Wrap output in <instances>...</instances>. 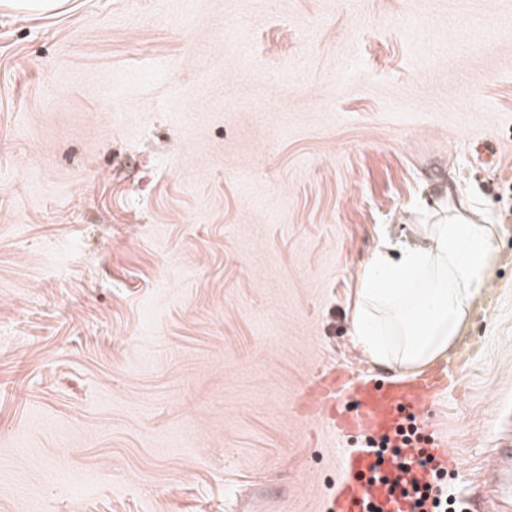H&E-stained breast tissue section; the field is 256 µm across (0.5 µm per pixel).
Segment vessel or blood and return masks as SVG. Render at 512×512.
Returning <instances> with one entry per match:
<instances>
[{"label":"vessel or blood","instance_id":"vessel-or-blood-1","mask_svg":"<svg viewBox=\"0 0 512 512\" xmlns=\"http://www.w3.org/2000/svg\"><path fill=\"white\" fill-rule=\"evenodd\" d=\"M462 370L460 360L446 365L439 382L425 380L409 384L392 380L381 385L354 382L334 371L314 373L306 391L311 397L315 415L327 420L338 432L363 431L373 440L387 439L399 443L398 430L407 416H420L425 404L441 396L448 384L456 382ZM354 396L357 411H340L338 402ZM415 446L403 448L399 455L377 457L370 449L358 450L342 461L351 476L336 492L334 512H366V503L379 506L382 512H415L412 500L394 492L392 484L401 480L409 484H425L428 473L413 462Z\"/></svg>","mask_w":512,"mask_h":512}]
</instances>
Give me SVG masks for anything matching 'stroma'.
<instances>
[{"label":"stroma","mask_w":512,"mask_h":512,"mask_svg":"<svg viewBox=\"0 0 512 512\" xmlns=\"http://www.w3.org/2000/svg\"><path fill=\"white\" fill-rule=\"evenodd\" d=\"M498 258L449 494L512 512V0L0 7V512H326L361 434L300 406L379 234L448 188Z\"/></svg>","instance_id":"stroma-1"}]
</instances>
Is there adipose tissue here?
<instances>
[{
  "label": "adipose tissue",
  "mask_w": 512,
  "mask_h": 512,
  "mask_svg": "<svg viewBox=\"0 0 512 512\" xmlns=\"http://www.w3.org/2000/svg\"><path fill=\"white\" fill-rule=\"evenodd\" d=\"M470 206L436 203L433 223L390 254L373 251L351 312V334L368 359L404 373L446 359L466 328L496 258L494 227Z\"/></svg>",
  "instance_id": "adipose-tissue-1"
}]
</instances>
